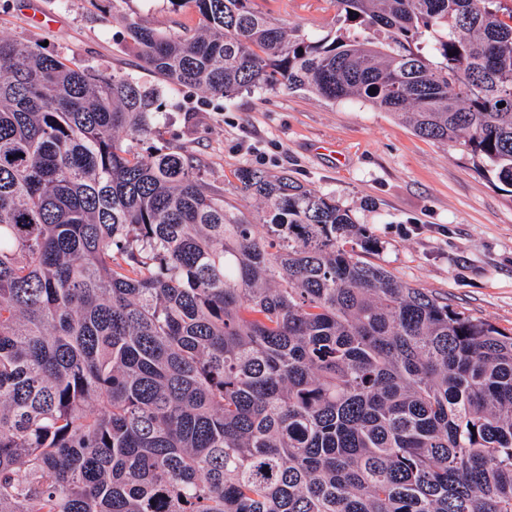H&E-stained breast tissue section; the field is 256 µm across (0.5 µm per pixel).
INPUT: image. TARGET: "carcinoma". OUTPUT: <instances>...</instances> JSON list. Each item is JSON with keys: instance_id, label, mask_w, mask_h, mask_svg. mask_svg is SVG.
<instances>
[{"instance_id": "carcinoma-1", "label": "carcinoma", "mask_w": 512, "mask_h": 512, "mask_svg": "<svg viewBox=\"0 0 512 512\" xmlns=\"http://www.w3.org/2000/svg\"><path fill=\"white\" fill-rule=\"evenodd\" d=\"M133 21L214 97L358 99L512 186L509 0H252ZM152 95L0 36V512H512V333L363 258L336 200L244 168L253 213L151 139ZM254 7L278 19L288 27H299L318 39L343 24L335 0H253Z\"/></svg>"}]
</instances>
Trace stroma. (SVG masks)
I'll use <instances>...</instances> for the list:
<instances>
[{"label": "stroma", "instance_id": "stroma-1", "mask_svg": "<svg viewBox=\"0 0 512 512\" xmlns=\"http://www.w3.org/2000/svg\"><path fill=\"white\" fill-rule=\"evenodd\" d=\"M318 39L340 28L335 0H253ZM166 34L200 24L192 0H0V36L118 72L159 105L154 146L184 148L224 204L248 211L239 169L289 177L333 198L377 243L369 261L471 316L512 332V188L478 171L463 142L417 136L358 100L254 90L215 98L144 70L129 22Z\"/></svg>", "mask_w": 512, "mask_h": 512}]
</instances>
